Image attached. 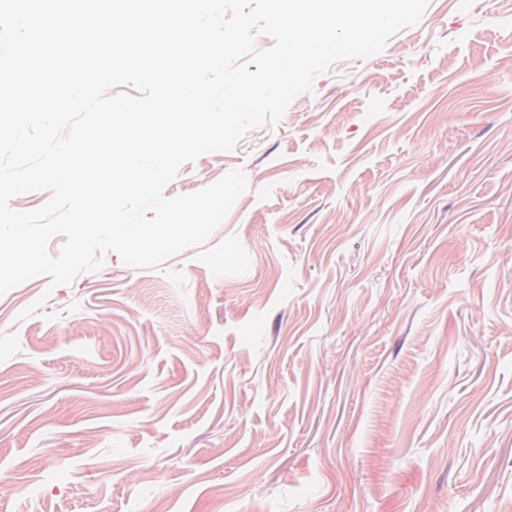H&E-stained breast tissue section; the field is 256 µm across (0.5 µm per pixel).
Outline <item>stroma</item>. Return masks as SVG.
I'll use <instances>...</instances> for the list:
<instances>
[{
  "label": "stroma",
  "instance_id": "stroma-1",
  "mask_svg": "<svg viewBox=\"0 0 512 512\" xmlns=\"http://www.w3.org/2000/svg\"><path fill=\"white\" fill-rule=\"evenodd\" d=\"M235 169L245 273L0 295V512H512V0H429L164 194Z\"/></svg>",
  "mask_w": 512,
  "mask_h": 512
}]
</instances>
